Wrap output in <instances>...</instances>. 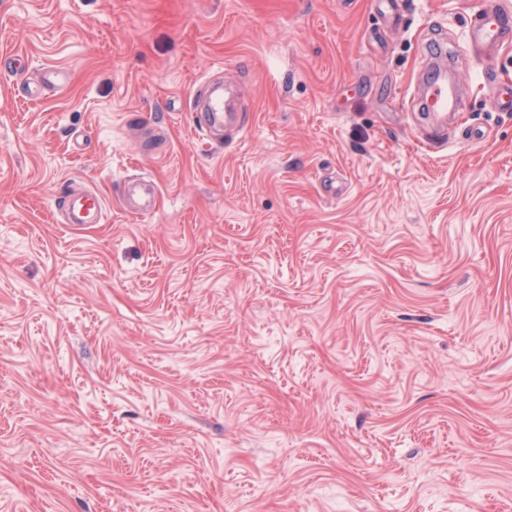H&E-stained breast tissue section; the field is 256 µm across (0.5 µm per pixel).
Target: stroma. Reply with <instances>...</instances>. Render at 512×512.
Here are the masks:
<instances>
[{
  "mask_svg": "<svg viewBox=\"0 0 512 512\" xmlns=\"http://www.w3.org/2000/svg\"><path fill=\"white\" fill-rule=\"evenodd\" d=\"M482 2L0 0V512H512V42L412 108ZM64 79L60 71L51 69L45 72L41 85H31L28 83L25 88L26 95L34 101H40L44 98L49 88L58 87ZM424 108L433 115H445L446 112H457L461 103L455 87L445 78L432 82L426 95ZM206 112L196 115V124L201 130H214L224 123V101L218 87H214L207 95ZM156 193L155 186L144 181L137 188L127 190L123 197L124 206L132 213L145 212L154 201ZM135 196L139 198V201H136ZM77 200H80V213L82 215H77L75 213V203L74 201L68 205V210L70 211V223L71 226L75 229H79L81 226L78 224L84 223V218L93 214L94 216L102 215L104 204L102 199L92 191H82L78 194Z\"/></svg>",
  "mask_w": 512,
  "mask_h": 512,
  "instance_id": "35a3bbf8",
  "label": "stroma"
}]
</instances>
